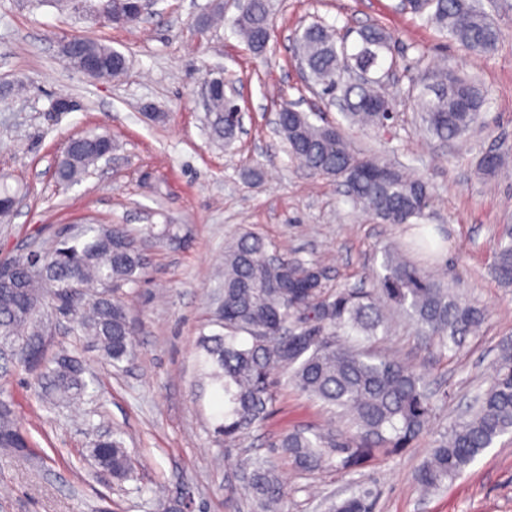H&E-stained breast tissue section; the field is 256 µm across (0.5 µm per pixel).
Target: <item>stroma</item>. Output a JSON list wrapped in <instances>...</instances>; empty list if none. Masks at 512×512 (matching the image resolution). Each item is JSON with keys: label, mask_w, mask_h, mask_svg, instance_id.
<instances>
[{"label": "stroma", "mask_w": 512, "mask_h": 512, "mask_svg": "<svg viewBox=\"0 0 512 512\" xmlns=\"http://www.w3.org/2000/svg\"><path fill=\"white\" fill-rule=\"evenodd\" d=\"M98 0H0V184L18 205L0 220V261L52 246L85 219L138 231L177 225L175 237L146 240L151 264L123 286L135 327L133 356L120 367L74 336L54 311L43 317L45 359L60 352L82 361L93 397L51 405L34 390L37 369L12 367L0 377L30 440L31 460L0 450V512H163L182 501L187 512H253L245 491L227 498L245 459L276 466L287 512H327L361 484L374 494L373 512H512V437H500L447 489L422 492L415 474L435 441L483 384L499 343L512 337V287L493 274L495 242L512 224V166L491 176L479 157L512 148V0H483L500 37L495 52L476 57L425 24L400 0H270L269 51L251 52L235 31L233 0H154L134 25H102ZM221 5L225 23L205 22ZM332 27L355 47L359 29L377 24L390 35L396 63L383 76L396 114L379 133L346 126L338 108H322L293 52L296 35L313 23ZM83 34L121 51L123 77L97 81L66 66L64 40ZM448 67L474 78L485 94L477 126L447 143L422 130L413 98L425 73ZM223 72L238 90L243 128L231 145L212 138L203 102L207 74ZM67 96L71 110L58 111ZM315 124L343 126L352 147L407 165L431 187L423 230L443 245L442 257L416 250L412 224H383L354 206L339 182L310 173L273 134L269 119L283 104ZM91 132L112 137L109 164L92 167L80 183L55 174L69 138ZM260 234L270 250L317 261L330 288H368L382 248L396 242L410 261L437 270L486 315L460 351L439 348L395 313L372 352L396 353L447 393L429 429L411 447L377 450L358 472L297 467L275 438L298 428L354 429L321 402L280 382L274 413L227 443L215 434L224 406L206 386L197 362L200 336L219 333L216 310L224 280V242ZM118 434L133 474L103 472L91 448Z\"/></svg>", "instance_id": "35a3bbf8"}]
</instances>
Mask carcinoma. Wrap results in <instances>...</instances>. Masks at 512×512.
Returning a JSON list of instances; mask_svg holds the SVG:
<instances>
[{
    "mask_svg": "<svg viewBox=\"0 0 512 512\" xmlns=\"http://www.w3.org/2000/svg\"><path fill=\"white\" fill-rule=\"evenodd\" d=\"M411 12L448 32L467 52L491 55L499 40L496 22L479 0H414ZM235 26L257 55L269 42L261 35L273 29L269 0H247ZM353 52L337 46L333 31L319 23L305 28L297 46L308 77L323 96L339 95L344 117L363 131L380 130L391 120L395 98L386 95L382 80L362 84L342 80L349 67L381 68L392 52L390 37L375 25L358 32ZM84 55L100 58L96 78L123 74L125 64L112 46L83 37L67 50L72 68ZM430 83L413 100L426 131L442 142L462 137L478 121L484 93L471 79L453 71H431ZM236 101L217 92L211 101L213 135L229 145L238 127L231 112ZM280 137L301 166L353 185L352 201L383 224H409L424 216L431 200L429 184L407 170L374 154L355 151L340 128L316 125L306 112L282 107ZM112 138L90 133L68 147L56 166L57 178L80 182L97 164L98 147ZM149 225L135 236L121 225L86 224L68 239L41 253L45 272L31 278L16 270L20 290L0 289V360L27 364L26 349L41 342L40 312L46 306L69 311L73 330L89 337L103 358L115 365L134 351V329L120 287L137 281L149 257L143 240L169 237ZM495 273L512 286V230L504 229L497 243ZM367 290L329 289L321 267L286 253H271L258 234L246 232L224 245V333L199 339L197 361L201 376L224 396V422L217 433L232 441L263 424L277 400L272 375L281 371L303 393L347 416L355 434L339 438L330 432L294 429L277 436L282 448L299 467L325 466L355 472L378 447L402 450L430 425L436 404L422 376L390 355H376L356 347L348 337L370 339L390 331L395 309L404 311L420 331L441 348L462 346L484 321L482 310L462 300L434 271L417 267L398 250L385 247L381 270ZM85 368L63 352L44 365L39 394L51 401H69L87 395ZM512 435V342L500 344L488 374V387L474 400L472 410L459 418L431 449L417 474V482L437 492L463 476L495 441ZM0 448L26 460L29 442L9 396L0 395ZM118 479L127 478L131 459L117 438L93 444ZM245 487L255 512H284V494L278 471L261 461L246 465ZM373 493L360 487L333 503L330 512H371Z\"/></svg>",
    "mask_w": 512,
    "mask_h": 512,
    "instance_id": "obj_1",
    "label": "carcinoma"
}]
</instances>
